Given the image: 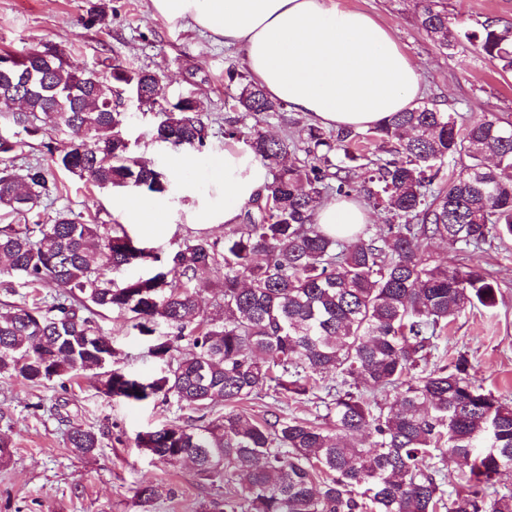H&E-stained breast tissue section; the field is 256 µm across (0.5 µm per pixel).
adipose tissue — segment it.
Returning a JSON list of instances; mask_svg holds the SVG:
<instances>
[{
  "label": "adipose tissue",
  "instance_id": "1",
  "mask_svg": "<svg viewBox=\"0 0 512 512\" xmlns=\"http://www.w3.org/2000/svg\"><path fill=\"white\" fill-rule=\"evenodd\" d=\"M172 21L207 32L239 48L255 83L288 109L336 128L366 129L421 98L420 74L394 35L371 15L343 8L338 0H152ZM209 196L190 212L203 229L237 224L243 209L269 181L267 167L246 139L231 141L223 154L206 159ZM120 207L148 238L169 235L168 210L129 196ZM371 221L360 202L336 198L317 211L328 234Z\"/></svg>",
  "mask_w": 512,
  "mask_h": 512
}]
</instances>
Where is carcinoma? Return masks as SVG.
<instances>
[{"label":"carcinoma","mask_w":512,"mask_h":512,"mask_svg":"<svg viewBox=\"0 0 512 512\" xmlns=\"http://www.w3.org/2000/svg\"><path fill=\"white\" fill-rule=\"evenodd\" d=\"M421 3V28L440 48L467 42L512 71L511 23L488 17L475 29H452L442 0ZM3 85L24 99L13 124L32 136L47 121L67 131L61 151L47 147L55 166L99 188L169 191L164 172L132 156L123 90L162 115L154 139L170 148L199 152L211 136L200 102L168 101L157 73L110 64L103 73L77 70L51 41L1 53ZM233 101L254 116L283 109L251 81ZM367 137L382 155L371 161L374 188L366 193L387 222L366 239L331 237L316 224L318 205L329 191L351 197V163L361 159L351 144ZM250 142L270 182L221 246L188 241L163 260L122 226L103 230L72 213L1 227L0 275L66 292L0 313V374L42 382L98 368L109 398L161 395L199 412V424L146 432L137 446L169 464L190 459L207 477L220 463L227 482L242 476L213 512H512V488L499 484L512 471V406L470 381L463 354L449 367H428L448 323L468 308L495 307L498 283L461 258L451 268L435 264L425 248L437 239L466 252L491 235L512 238V124L490 113L462 125L423 105L365 134L310 127L290 143L255 129ZM290 147L303 158L288 166ZM446 158L461 164L440 186L432 169ZM55 188L43 167L19 178L5 163L0 210L31 212ZM134 262L154 267L120 283L107 276ZM208 270L222 275L224 301L214 311L197 294L198 274ZM102 311L129 315L144 336L158 322L173 329L150 347L167 365L164 375L141 380L111 367L112 342L94 320ZM185 339L194 355L177 359ZM390 390L395 399L381 402ZM269 392L317 400L326 413L258 421L235 409ZM218 402L227 410L212 417ZM360 436L370 448L356 445ZM69 444L90 453L100 439L77 426ZM447 452L469 470L452 476Z\"/></svg>","instance_id":"carcinoma-1"}]
</instances>
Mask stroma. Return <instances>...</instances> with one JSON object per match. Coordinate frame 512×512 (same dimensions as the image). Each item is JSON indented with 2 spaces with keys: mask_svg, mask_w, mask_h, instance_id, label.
Segmentation results:
<instances>
[{
  "mask_svg": "<svg viewBox=\"0 0 512 512\" xmlns=\"http://www.w3.org/2000/svg\"><path fill=\"white\" fill-rule=\"evenodd\" d=\"M366 12L394 32L402 50L418 66L426 86L424 100L444 112L456 113L466 124L492 113L512 123V74L502 73L472 45L452 51L439 47L422 30L419 0H339ZM92 0H0V51L23 53L38 41L64 46L74 67L100 70L103 60L160 74L165 95L176 98L193 91L212 121L205 149L176 154L153 138L159 116L126 103L130 120L125 127L134 156L151 159L163 171L171 191L161 199L175 225L164 238H142L130 214L119 207L123 188L101 189L57 170L48 146L63 147L66 134L41 126L37 135L23 136L13 165L16 174L27 166L50 170L58 190L32 212L4 214L0 224L52 223L59 213H75L93 224L124 225L141 246L168 253L184 241L201 238L223 241L224 227L206 232L188 224L191 205L207 191L202 170H194L186 184L182 162L199 165L223 153L224 127L233 122L243 131L257 128L282 137L310 126L308 117L289 110L278 116L254 119L232 110L240 76L246 75L243 54L211 40L184 23L159 15L152 0H106L101 22L84 25ZM454 27H471L494 17L512 22V0H443ZM236 80H229L228 71ZM468 265L493 270L499 290L492 308H472L449 325L435 355L448 363L465 354L476 384L512 404V239L489 237L480 249L468 252ZM97 323L112 340L115 367L152 379L166 367L149 352L151 340L140 335L127 316L107 312ZM196 414L175 403L154 398L128 403L101 394L94 372L75 378L33 383L0 376V434L11 446L0 460V512H202L211 501L224 499L230 489L224 476L204 478L189 461L166 464L136 444L139 434L167 424L190 425ZM93 429L101 446L83 454L67 445L74 426ZM151 484L158 495L149 509L137 506L138 487Z\"/></svg>",
  "mask_w": 512,
  "mask_h": 512,
  "instance_id": "1",
  "label": "stroma"
}]
</instances>
